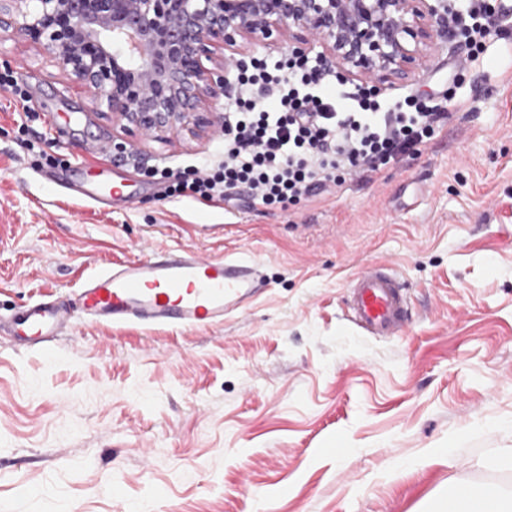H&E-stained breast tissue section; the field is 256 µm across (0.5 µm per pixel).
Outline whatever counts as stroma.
Instances as JSON below:
<instances>
[{"instance_id": "obj_1", "label": "stroma", "mask_w": 512, "mask_h": 512, "mask_svg": "<svg viewBox=\"0 0 512 512\" xmlns=\"http://www.w3.org/2000/svg\"><path fill=\"white\" fill-rule=\"evenodd\" d=\"M466 56L444 39L382 91L452 85L464 100L416 155L265 207L243 190L164 198L149 170L220 160L223 135H125L41 45L0 29V73L39 115L21 125L0 90V307L172 247L247 255L263 277L220 326L81 325L51 359L0 347V512H435L452 481L512 489L480 465L512 449V35L481 65ZM49 119V154L85 160L86 184L120 183L124 200L47 180L22 142ZM124 138L136 153L119 159ZM370 262L407 288L404 339L346 319L347 283Z\"/></svg>"}]
</instances>
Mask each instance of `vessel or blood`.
<instances>
[{
  "mask_svg": "<svg viewBox=\"0 0 512 512\" xmlns=\"http://www.w3.org/2000/svg\"><path fill=\"white\" fill-rule=\"evenodd\" d=\"M255 262L170 250L102 267L71 298H35L0 316V341L14 351L55 356L78 323L196 328L223 323L245 308L260 285ZM347 318L367 336L403 339L409 330L408 296L395 271L373 262L347 286Z\"/></svg>",
  "mask_w": 512,
  "mask_h": 512,
  "instance_id": "vessel-or-blood-1",
  "label": "vessel or blood"
}]
</instances>
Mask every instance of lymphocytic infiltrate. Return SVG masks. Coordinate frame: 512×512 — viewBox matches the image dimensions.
I'll use <instances>...</instances> for the list:
<instances>
[{
  "label": "lymphocytic infiltrate",
  "instance_id": "f902f5d3",
  "mask_svg": "<svg viewBox=\"0 0 512 512\" xmlns=\"http://www.w3.org/2000/svg\"><path fill=\"white\" fill-rule=\"evenodd\" d=\"M503 21L497 0H466L448 11V30L464 39L472 62ZM238 85L237 108L224 115L223 160L191 178L165 173L167 196L230 201L245 188L262 205L283 206L346 174L371 177L414 154L450 118L431 98L410 95L388 105L363 86L328 88L317 69L291 58L273 66L251 60ZM257 87L266 100L254 97Z\"/></svg>",
  "mask_w": 512,
  "mask_h": 512
}]
</instances>
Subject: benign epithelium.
Wrapping results in <instances>:
<instances>
[{
	"mask_svg": "<svg viewBox=\"0 0 512 512\" xmlns=\"http://www.w3.org/2000/svg\"><path fill=\"white\" fill-rule=\"evenodd\" d=\"M19 28L91 89L112 120L145 138L224 130L198 108L233 95L228 73L273 35L292 57L319 59L383 90L448 35V0H0ZM231 51L216 62L214 47ZM212 67L204 65V61Z\"/></svg>",
	"mask_w": 512,
	"mask_h": 512,
	"instance_id": "benign-epithelium-1",
	"label": "benign epithelium"
}]
</instances>
